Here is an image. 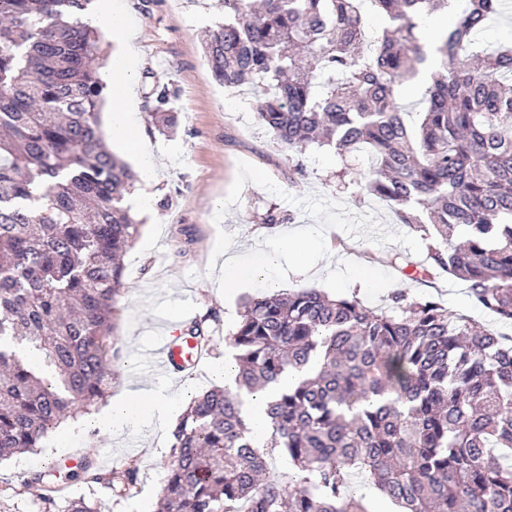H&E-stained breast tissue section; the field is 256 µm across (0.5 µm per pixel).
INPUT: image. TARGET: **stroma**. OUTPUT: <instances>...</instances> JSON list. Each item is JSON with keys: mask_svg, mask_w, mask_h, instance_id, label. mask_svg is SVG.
Instances as JSON below:
<instances>
[{"mask_svg": "<svg viewBox=\"0 0 512 512\" xmlns=\"http://www.w3.org/2000/svg\"><path fill=\"white\" fill-rule=\"evenodd\" d=\"M123 3L135 33L125 54L136 73L139 135L154 157L158 180L148 189L152 206L136 213L139 234L124 256L128 289L113 326L121 360L113 367L111 397L168 386L162 373L138 374L132 367L163 322L182 314L198 317L217 309V349L220 356H231L222 338L254 290L244 287L228 298L219 288L214 258L228 241L244 261L276 252L284 292L308 287L338 294L355 267L372 264L384 267L387 285L364 290L366 306H383L395 290L411 297L426 293L425 285L387 265L396 253L421 259L424 244L420 232L396 223L388 206L357 184V174L371 165L368 154L340 157L326 147L304 156V178L289 180L288 158L256 124L250 92L226 90L213 78L203 36L224 19L218 0H152L144 11L138 0ZM157 86L171 90L170 106L178 114L176 129L165 134L150 117L149 94ZM271 208L291 214L292 222L272 225L269 239L253 238V227L262 225ZM299 233L314 243L302 264L276 249L277 238ZM88 451L112 452L116 466L138 470L137 485L115 498L73 480L66 497L51 506L42 501L40 488L23 486L29 472ZM170 465L169 427L156 419L116 435L92 430L70 439L54 430L42 448L0 462V512H64L68 500L78 498L93 502L98 512H157Z\"/></svg>", "mask_w": 512, "mask_h": 512, "instance_id": "1", "label": "stroma"}]
</instances>
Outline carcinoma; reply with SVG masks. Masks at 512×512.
Returning a JSON list of instances; mask_svg holds the SVG:
<instances>
[{
	"label": "carcinoma",
	"mask_w": 512,
	"mask_h": 512,
	"mask_svg": "<svg viewBox=\"0 0 512 512\" xmlns=\"http://www.w3.org/2000/svg\"><path fill=\"white\" fill-rule=\"evenodd\" d=\"M390 26L366 39L364 3ZM90 0H0V460L42 447L48 432L104 401L123 257L139 224L123 201L138 176L106 148L99 118L97 33ZM204 43L227 90L260 89L256 122L299 157L332 146L374 159L363 189L422 233L425 263H390L420 280L448 274L474 304L512 327V46L473 51L505 9L467 0L430 49L417 33L448 0H221ZM433 56L418 125L404 120L401 81ZM170 91L152 118L175 127ZM210 310L188 335L203 343ZM25 340L57 383L20 359ZM237 386L255 392L295 371L266 404L261 443L239 395L194 396L171 429L161 512H370L350 495L363 473L402 512H512V334L492 332L441 301L370 308L355 295L298 288L248 297L226 338ZM288 461V478L268 459ZM77 477L114 497L138 480L100 467L29 473L55 502Z\"/></svg>",
	"instance_id": "carcinoma-1"
}]
</instances>
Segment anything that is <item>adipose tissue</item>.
<instances>
[{
    "instance_id": "ef3b65f1",
    "label": "adipose tissue",
    "mask_w": 512,
    "mask_h": 512,
    "mask_svg": "<svg viewBox=\"0 0 512 512\" xmlns=\"http://www.w3.org/2000/svg\"><path fill=\"white\" fill-rule=\"evenodd\" d=\"M113 72L122 74L121 82L112 87V133L117 136L123 148L138 157L141 161V180L151 183L156 178V167L150 154L138 135V112L135 96V76L128 70L123 55L112 57ZM222 283L225 293H233L240 287L250 286L260 291H274L279 287L275 276V256L265 254L256 264H246L237 258L232 247L224 249ZM214 379L225 388L238 390L235 381L236 370L232 360L216 365L213 370ZM298 380L297 374L284 375L280 382L268 389L250 393L239 392L242 412L250 424L255 436H263L267 431L264 413L266 402L282 391L293 387ZM180 392L172 390H141L127 391L118 399L112 400L101 410L89 413L81 419L62 423L63 435L71 436L88 428L98 429L112 434L122 432L147 415L165 419L172 415L179 405Z\"/></svg>"
}]
</instances>
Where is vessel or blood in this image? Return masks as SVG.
Wrapping results in <instances>:
<instances>
[{
  "instance_id": "b4317fda",
  "label": "vessel or blood",
  "mask_w": 512,
  "mask_h": 512,
  "mask_svg": "<svg viewBox=\"0 0 512 512\" xmlns=\"http://www.w3.org/2000/svg\"><path fill=\"white\" fill-rule=\"evenodd\" d=\"M204 357L202 346L188 337L178 322H170L152 349L143 353L149 366L179 379L193 375Z\"/></svg>"
}]
</instances>
